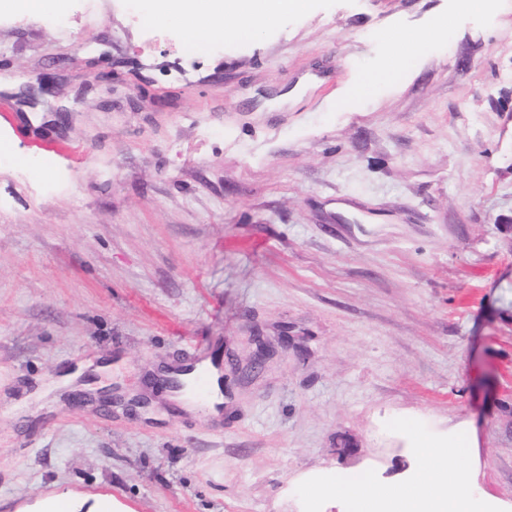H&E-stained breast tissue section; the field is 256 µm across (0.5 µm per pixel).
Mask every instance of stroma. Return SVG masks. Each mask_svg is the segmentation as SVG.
Segmentation results:
<instances>
[{
	"mask_svg": "<svg viewBox=\"0 0 512 512\" xmlns=\"http://www.w3.org/2000/svg\"><path fill=\"white\" fill-rule=\"evenodd\" d=\"M0 60V512H352L338 482L421 481L424 441L512 512V0H310L249 38L96 0L0 24ZM206 358L221 416L149 388ZM82 361L112 402L61 385ZM96 502L88 505L87 500H82L69 495H60L56 497L52 508L55 512H82L86 507V512H112V500L104 497H95Z\"/></svg>",
	"mask_w": 512,
	"mask_h": 512,
	"instance_id": "35a3bbf8",
	"label": "stroma"
}]
</instances>
